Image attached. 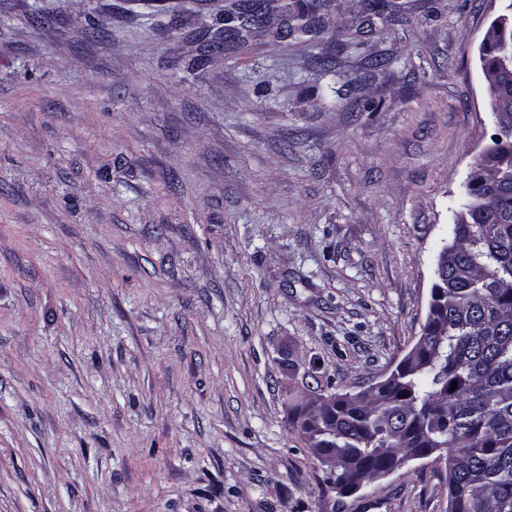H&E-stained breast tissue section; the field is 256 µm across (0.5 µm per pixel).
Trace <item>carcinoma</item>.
Wrapping results in <instances>:
<instances>
[{
	"instance_id": "obj_1",
	"label": "carcinoma",
	"mask_w": 512,
	"mask_h": 512,
	"mask_svg": "<svg viewBox=\"0 0 512 512\" xmlns=\"http://www.w3.org/2000/svg\"><path fill=\"white\" fill-rule=\"evenodd\" d=\"M501 179L496 209L478 189L460 204L471 223L451 230L447 313L391 371L385 401L290 411L317 460L340 455L368 484L411 454L444 465L448 512H512V148Z\"/></svg>"
}]
</instances>
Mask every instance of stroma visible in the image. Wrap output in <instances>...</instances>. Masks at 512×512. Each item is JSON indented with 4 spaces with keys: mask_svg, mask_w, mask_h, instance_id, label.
Segmentation results:
<instances>
[{
    "mask_svg": "<svg viewBox=\"0 0 512 512\" xmlns=\"http://www.w3.org/2000/svg\"><path fill=\"white\" fill-rule=\"evenodd\" d=\"M241 2L0 0V512H448L288 412L420 336L512 0Z\"/></svg>",
    "mask_w": 512,
    "mask_h": 512,
    "instance_id": "stroma-1",
    "label": "stroma"
}]
</instances>
